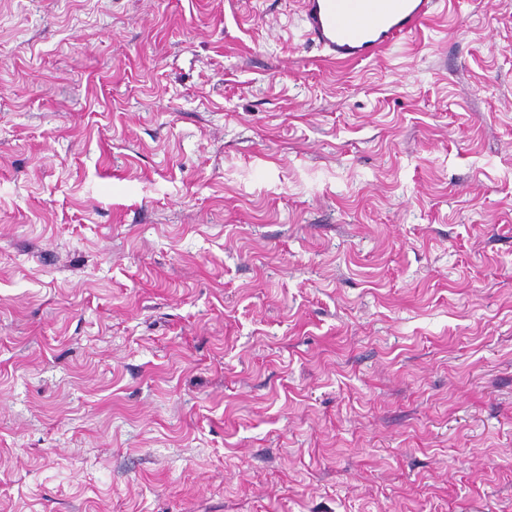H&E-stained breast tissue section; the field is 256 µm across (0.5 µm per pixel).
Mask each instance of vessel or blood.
Segmentation results:
<instances>
[{
	"instance_id": "b4317fda",
	"label": "vessel or blood",
	"mask_w": 512,
	"mask_h": 512,
	"mask_svg": "<svg viewBox=\"0 0 512 512\" xmlns=\"http://www.w3.org/2000/svg\"><path fill=\"white\" fill-rule=\"evenodd\" d=\"M439 0H303L305 35L328 60L357 63L416 33Z\"/></svg>"
}]
</instances>
